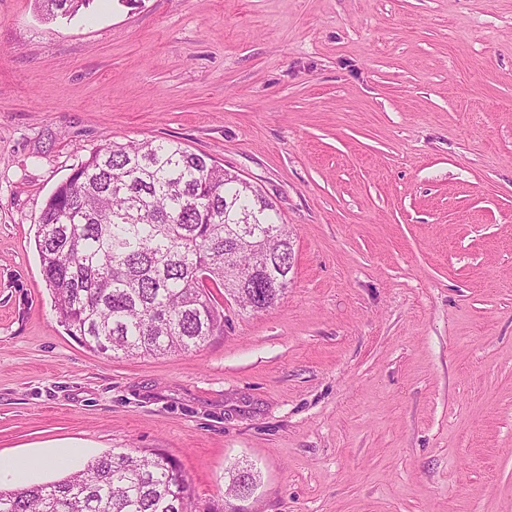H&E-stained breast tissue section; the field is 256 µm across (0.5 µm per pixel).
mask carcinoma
Listing matches in <instances>:
<instances>
[{"instance_id":"1","label":"carcinoma","mask_w":512,"mask_h":512,"mask_svg":"<svg viewBox=\"0 0 512 512\" xmlns=\"http://www.w3.org/2000/svg\"><path fill=\"white\" fill-rule=\"evenodd\" d=\"M71 18L91 0H41ZM68 333L102 354L163 356L224 326L214 288L262 312L288 287V225L260 189L175 140L112 142L47 199L36 240ZM187 479L158 449L104 454L42 485L0 489V512H186Z\"/></svg>"}]
</instances>
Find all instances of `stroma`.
I'll return each instance as SVG.
<instances>
[{
	"label": "stroma",
	"mask_w": 512,
	"mask_h": 512,
	"mask_svg": "<svg viewBox=\"0 0 512 512\" xmlns=\"http://www.w3.org/2000/svg\"><path fill=\"white\" fill-rule=\"evenodd\" d=\"M146 140L260 188L293 269L196 350L115 358L35 239ZM59 444L166 452L189 512H512V0H0V457ZM46 8V14L52 18L75 16L83 6H88L91 0H41Z\"/></svg>",
	"instance_id": "obj_1"
}]
</instances>
